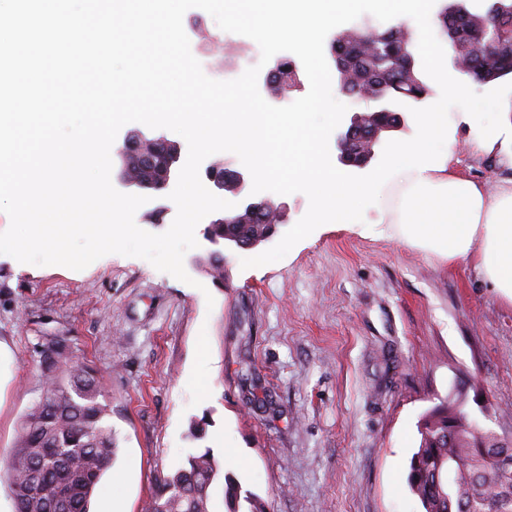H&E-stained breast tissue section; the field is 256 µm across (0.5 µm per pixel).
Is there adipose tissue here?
<instances>
[{
    "instance_id": "adipose-tissue-1",
    "label": "adipose tissue",
    "mask_w": 512,
    "mask_h": 512,
    "mask_svg": "<svg viewBox=\"0 0 512 512\" xmlns=\"http://www.w3.org/2000/svg\"><path fill=\"white\" fill-rule=\"evenodd\" d=\"M449 155L440 170H406L382 189V228L449 263L474 262L500 294L512 301V178L494 186L464 176Z\"/></svg>"
}]
</instances>
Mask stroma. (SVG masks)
Segmentation results:
<instances>
[{"label":"stroma","mask_w":512,"mask_h":512,"mask_svg":"<svg viewBox=\"0 0 512 512\" xmlns=\"http://www.w3.org/2000/svg\"><path fill=\"white\" fill-rule=\"evenodd\" d=\"M183 26L215 80L257 47L227 55L198 8ZM450 118L462 173L512 176L459 108ZM379 220L373 208L361 225L319 226L260 267L225 252L220 288L119 254L81 271L0 254V465L42 394L38 343L60 336L96 369L117 437L91 512H139L159 472L207 448L264 512H421L406 477L426 411L462 392L512 436V301L474 264L367 235Z\"/></svg>","instance_id":"35a3bbf8"}]
</instances>
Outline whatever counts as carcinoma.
<instances>
[{
    "mask_svg": "<svg viewBox=\"0 0 512 512\" xmlns=\"http://www.w3.org/2000/svg\"><path fill=\"white\" fill-rule=\"evenodd\" d=\"M497 9L467 10L456 22L457 36L449 43L454 55L484 53L479 71H461L465 80L495 84L512 73L498 55L476 47L471 40L475 27L495 12V22L512 25V0H496ZM362 60L337 78L348 96L366 103L363 132L356 136L354 158L374 148L383 138L371 140L374 125L387 119L383 111L404 112L411 103L425 100L431 92L422 71L406 74L388 90L396 106L383 108L375 98H365L361 87L377 84L396 62L386 53L374 57L360 51ZM299 69L288 59L273 77L278 87L294 84ZM276 222L266 208L248 224L219 225L215 232L234 233L248 242L263 237ZM43 392L25 416L16 445L7 462L15 512H89L90 498L102 476L113 464L116 440L106 405L100 398L95 369L73 355L65 341L44 336L41 342ZM466 402L457 397L425 413L418 423L420 441L408 462L407 483L423 512H512V478L501 474L492 458L503 453L512 458V442L472 421ZM220 473L209 448L188 456L186 462L160 477L143 512H210V488ZM224 480L225 512H263L251 496H241L240 484L230 476Z\"/></svg>",
    "mask_w": 512,
    "mask_h": 512,
    "instance_id": "cac0c4a2",
    "label": "carcinoma"
}]
</instances>
